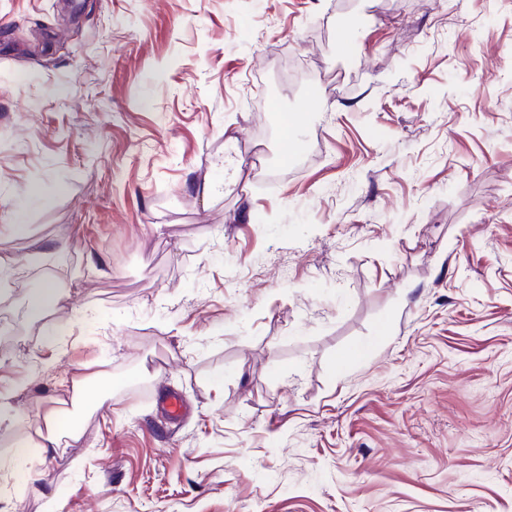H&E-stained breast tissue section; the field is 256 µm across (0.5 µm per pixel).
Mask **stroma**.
<instances>
[{
  "label": "stroma",
  "mask_w": 512,
  "mask_h": 512,
  "mask_svg": "<svg viewBox=\"0 0 512 512\" xmlns=\"http://www.w3.org/2000/svg\"><path fill=\"white\" fill-rule=\"evenodd\" d=\"M77 3L0 0V512H512V0ZM62 299V294L52 281L44 283L43 288L32 299V308L36 312H40L45 308L54 307ZM60 409L49 408L41 417V422L35 429V439H33L38 448H57L58 433L57 421Z\"/></svg>",
  "instance_id": "obj_1"
}]
</instances>
